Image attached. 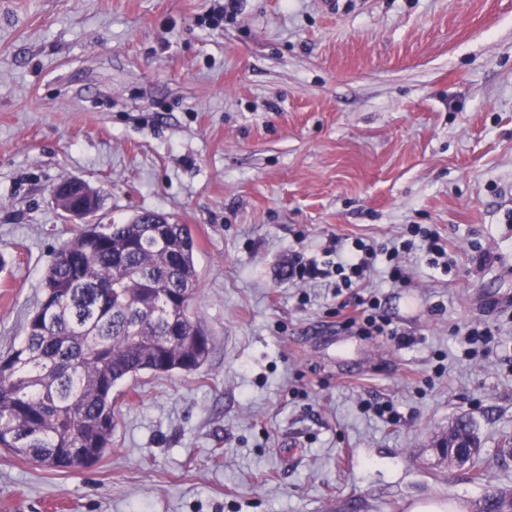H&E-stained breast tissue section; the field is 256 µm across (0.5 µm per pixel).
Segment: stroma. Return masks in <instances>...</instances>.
I'll return each instance as SVG.
<instances>
[{"label":"stroma","mask_w":512,"mask_h":512,"mask_svg":"<svg viewBox=\"0 0 512 512\" xmlns=\"http://www.w3.org/2000/svg\"><path fill=\"white\" fill-rule=\"evenodd\" d=\"M0 0V356L20 343L70 224L189 225L191 373L112 391V446L59 472L0 451V512H478L512 492V0ZM429 224L450 271L404 258L367 288L288 278L331 238ZM497 253L476 269L474 251ZM412 339L359 336V298ZM475 321L487 354L460 340ZM394 406V419L379 416ZM470 421L489 471L434 457Z\"/></svg>","instance_id":"35a3bbf8"}]
</instances>
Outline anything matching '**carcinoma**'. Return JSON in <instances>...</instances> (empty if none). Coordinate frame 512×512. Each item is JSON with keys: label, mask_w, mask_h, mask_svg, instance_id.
<instances>
[{"label": "carcinoma", "mask_w": 512, "mask_h": 512, "mask_svg": "<svg viewBox=\"0 0 512 512\" xmlns=\"http://www.w3.org/2000/svg\"><path fill=\"white\" fill-rule=\"evenodd\" d=\"M144 218L93 224L55 252L21 343L0 357L1 449L55 471L92 464L112 445L117 384L207 359L191 232Z\"/></svg>", "instance_id": "cac0c4a2"}]
</instances>
